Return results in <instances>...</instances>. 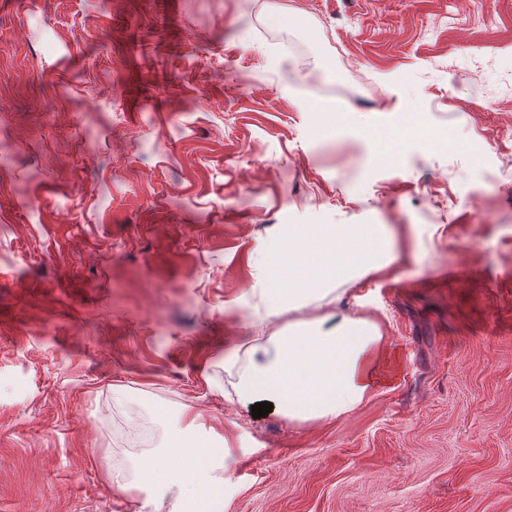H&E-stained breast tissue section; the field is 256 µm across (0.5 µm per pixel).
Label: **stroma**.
Returning a JSON list of instances; mask_svg holds the SVG:
<instances>
[{"instance_id":"stroma-1","label":"stroma","mask_w":512,"mask_h":512,"mask_svg":"<svg viewBox=\"0 0 512 512\" xmlns=\"http://www.w3.org/2000/svg\"><path fill=\"white\" fill-rule=\"evenodd\" d=\"M322 103L470 149L379 163ZM291 224L399 253L324 306L371 395L301 426L223 392ZM160 404L236 448L223 512H512V0H0V512H137Z\"/></svg>"}]
</instances>
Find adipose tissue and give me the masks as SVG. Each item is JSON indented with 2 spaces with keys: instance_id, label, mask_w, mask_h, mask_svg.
<instances>
[{
  "instance_id": "1",
  "label": "adipose tissue",
  "mask_w": 512,
  "mask_h": 512,
  "mask_svg": "<svg viewBox=\"0 0 512 512\" xmlns=\"http://www.w3.org/2000/svg\"><path fill=\"white\" fill-rule=\"evenodd\" d=\"M358 136L369 142L379 162L396 163L403 145L426 140L432 148L467 151L466 138L438 133L405 114L364 125ZM262 277L246 302L252 323L261 317L289 316L272 336H251L224 355L235 377L239 404L268 401L289 423L340 419L373 390V357L382 344L380 329L361 316L337 319L320 314L322 303L340 287L389 270L396 239L386 224H294L263 246ZM166 423L164 446L136 469L134 480L116 474L126 491L144 490V506L158 495L175 498V512H221L231 482L235 453L215 429L195 415L159 408Z\"/></svg>"
}]
</instances>
